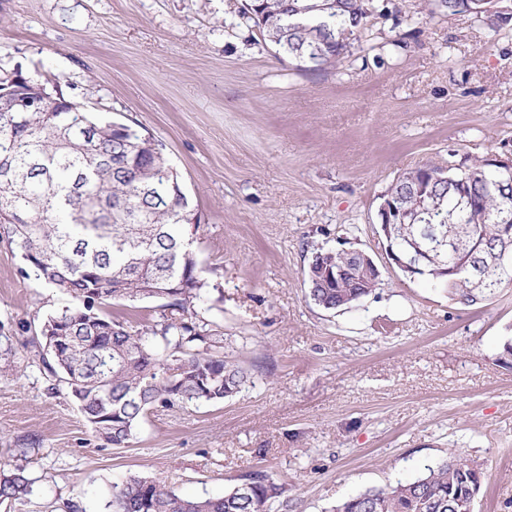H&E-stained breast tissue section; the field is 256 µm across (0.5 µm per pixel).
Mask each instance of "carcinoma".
Listing matches in <instances>:
<instances>
[{"instance_id":"obj_1","label":"carcinoma","mask_w":512,"mask_h":512,"mask_svg":"<svg viewBox=\"0 0 512 512\" xmlns=\"http://www.w3.org/2000/svg\"><path fill=\"white\" fill-rule=\"evenodd\" d=\"M242 15L262 36L304 64L331 65L344 54L342 32L363 6L330 0H251ZM424 186L440 202L423 216L449 224L448 250L431 269L462 268L448 287L453 300L476 304L512 284V270L491 267L512 220V172L487 159L444 168L427 164L399 175L385 197L411 207ZM197 216L180 177L154 141L132 126L102 122L61 97L48 115L29 108L0 111V228L46 287L73 305L44 317L31 339L39 371L53 394L72 399L96 439L125 447L158 409L218 403L240 391L245 369L224 356V333L202 316L208 283L188 229ZM331 279L305 276L310 298L326 310L347 308L372 293L362 266ZM484 287H473L478 275ZM156 300L163 321L135 330L108 312L114 301ZM481 471L464 458L445 459L415 479L350 495L331 512H473ZM31 482L22 470L0 473V506L24 500ZM283 487L261 472L245 474L221 496L185 498L160 481L129 476L112 485L110 512H271Z\"/></svg>"}]
</instances>
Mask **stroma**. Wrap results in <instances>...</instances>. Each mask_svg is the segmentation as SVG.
<instances>
[{"instance_id": "stroma-1", "label": "stroma", "mask_w": 512, "mask_h": 512, "mask_svg": "<svg viewBox=\"0 0 512 512\" xmlns=\"http://www.w3.org/2000/svg\"><path fill=\"white\" fill-rule=\"evenodd\" d=\"M245 0H0V76L57 87L151 136L200 218L207 319L248 380L158 410L100 445L52 396L21 326L67 305L0 238V466L32 482L13 512H107L113 483L220 496L248 472L273 512H329L455 454L482 472L473 512H512V285L451 300L391 264L378 208L402 172L512 150V19L439 0H364L336 65L299 67ZM359 249L379 288L346 310L309 297L315 249ZM27 456H16L20 444Z\"/></svg>"}]
</instances>
